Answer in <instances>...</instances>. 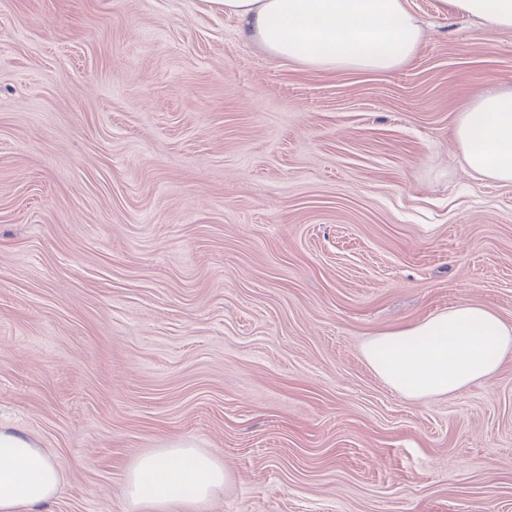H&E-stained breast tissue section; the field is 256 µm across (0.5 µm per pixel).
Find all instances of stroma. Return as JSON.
<instances>
[{
	"label": "stroma",
	"instance_id": "35a3bbf8",
	"mask_svg": "<svg viewBox=\"0 0 512 512\" xmlns=\"http://www.w3.org/2000/svg\"><path fill=\"white\" fill-rule=\"evenodd\" d=\"M384 72L271 56L201 0H0V425L127 512L137 459L224 465L209 512H512V355L408 400L361 355L468 302L512 323V185L459 112L512 32L406 0Z\"/></svg>",
	"mask_w": 512,
	"mask_h": 512
}]
</instances>
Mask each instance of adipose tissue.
I'll return each mask as SVG.
<instances>
[{"mask_svg":"<svg viewBox=\"0 0 512 512\" xmlns=\"http://www.w3.org/2000/svg\"><path fill=\"white\" fill-rule=\"evenodd\" d=\"M236 18L273 57L321 70L389 72L417 52L422 31L406 0H204ZM481 25L512 30V0H449ZM462 161L477 178L512 185V88L484 94L457 116ZM512 352V324L459 303L412 326L368 340L374 374L410 399L458 393L491 379ZM63 468L33 440L0 429V512H39L57 494ZM224 468L192 448L137 460L126 482L129 512H207Z\"/></svg>","mask_w":512,"mask_h":512,"instance_id":"obj_1","label":"adipose tissue"}]
</instances>
